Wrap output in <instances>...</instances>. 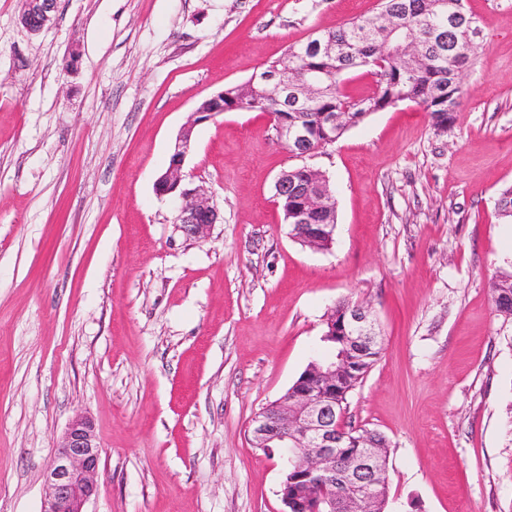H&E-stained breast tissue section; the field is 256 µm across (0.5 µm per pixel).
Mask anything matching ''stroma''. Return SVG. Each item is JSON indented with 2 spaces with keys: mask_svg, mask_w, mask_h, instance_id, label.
Segmentation results:
<instances>
[{
  "mask_svg": "<svg viewBox=\"0 0 512 512\" xmlns=\"http://www.w3.org/2000/svg\"><path fill=\"white\" fill-rule=\"evenodd\" d=\"M481 45L447 131L401 102L305 156L271 115L195 126L188 186L222 221L174 223L154 182L196 105L377 0H58L36 35L0 0V512H40L72 418L101 460L87 512H281L249 425L325 350L340 301L381 359L348 417L392 444L386 512H512V0H464ZM329 180L335 243L290 234L286 169ZM490 288L496 311L512 316V270L497 273L492 278ZM338 316L341 331L352 348H362L367 344L379 342L372 314L362 303L341 308Z\"/></svg>",
  "mask_w": 512,
  "mask_h": 512,
  "instance_id": "obj_1",
  "label": "stroma"
}]
</instances>
